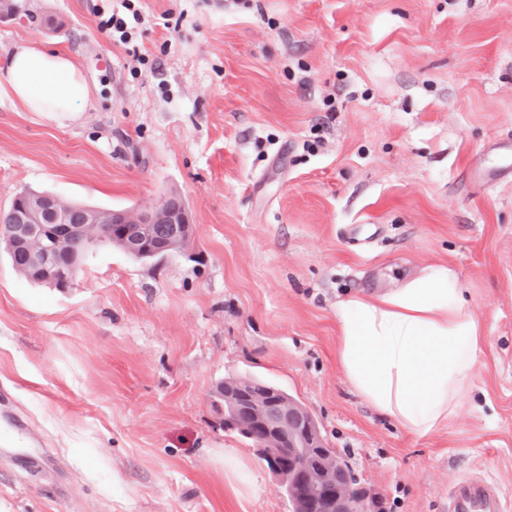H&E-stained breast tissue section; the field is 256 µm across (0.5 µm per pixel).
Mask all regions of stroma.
Instances as JSON below:
<instances>
[{
	"label": "stroma",
	"instance_id": "obj_1",
	"mask_svg": "<svg viewBox=\"0 0 512 512\" xmlns=\"http://www.w3.org/2000/svg\"><path fill=\"white\" fill-rule=\"evenodd\" d=\"M0 64L69 54L82 112L0 101V209L21 190L99 208L175 193L193 234L138 261L102 247L63 290L0 249V512H290L224 430L227 377L277 385L392 512H448L458 477L512 500V0H17ZM488 337L475 398L419 438L366 407L336 363V304L430 264ZM120 2L121 9H112L111 14L107 18L100 20L99 28L102 31L112 33L113 39L118 37L121 43H128L132 38L134 25L139 24L142 20L139 8H136L133 3L139 1L122 0Z\"/></svg>",
	"mask_w": 512,
	"mask_h": 512
}]
</instances>
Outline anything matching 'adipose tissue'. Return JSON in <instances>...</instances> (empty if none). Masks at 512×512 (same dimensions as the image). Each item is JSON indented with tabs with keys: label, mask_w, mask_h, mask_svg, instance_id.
<instances>
[{
	"label": "adipose tissue",
	"mask_w": 512,
	"mask_h": 512,
	"mask_svg": "<svg viewBox=\"0 0 512 512\" xmlns=\"http://www.w3.org/2000/svg\"><path fill=\"white\" fill-rule=\"evenodd\" d=\"M91 88L66 53L31 40L0 67V98L28 112H78ZM336 361L372 411L417 437L433 435L470 399L486 344L455 272L421 268L371 296L336 305Z\"/></svg>",
	"instance_id": "ef3b65f1"
}]
</instances>
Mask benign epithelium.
<instances>
[{"label": "benign epithelium", "instance_id": "7a95c632", "mask_svg": "<svg viewBox=\"0 0 512 512\" xmlns=\"http://www.w3.org/2000/svg\"><path fill=\"white\" fill-rule=\"evenodd\" d=\"M30 206L33 223L28 225L21 242L33 263L39 268H54L64 279L74 281L72 272L58 265L64 236L70 229L65 211L49 195L30 202ZM112 223L173 224L177 232L184 229L190 235L193 231L187 220L182 226L175 224L164 204L151 209L114 210ZM304 414L302 405L291 397L256 392L248 383L235 378L227 382L224 422L242 432L257 427L266 431V441L260 444V450L268 456L278 482L292 485L301 474L309 487L331 492V508L335 512H357L360 489L352 482L336 484V470L341 468L338 454L329 449L313 427L300 430L294 426V421L303 420Z\"/></svg>", "mask_w": 512, "mask_h": 512}]
</instances>
